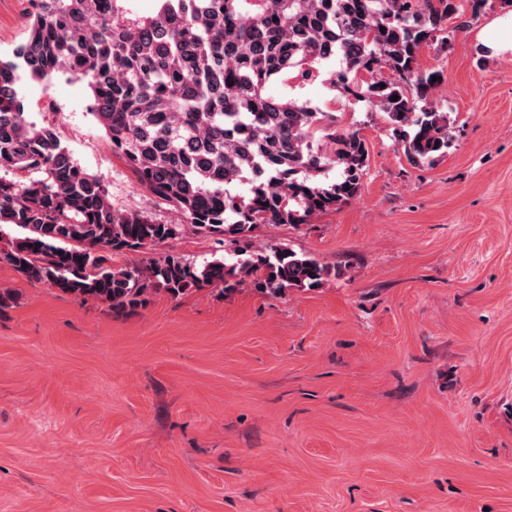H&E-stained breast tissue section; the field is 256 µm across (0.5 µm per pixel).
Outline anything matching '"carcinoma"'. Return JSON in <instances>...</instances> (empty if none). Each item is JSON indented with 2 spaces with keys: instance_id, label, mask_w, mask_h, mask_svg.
Returning <instances> with one entry per match:
<instances>
[{
  "instance_id": "carcinoma-1",
  "label": "carcinoma",
  "mask_w": 512,
  "mask_h": 512,
  "mask_svg": "<svg viewBox=\"0 0 512 512\" xmlns=\"http://www.w3.org/2000/svg\"><path fill=\"white\" fill-rule=\"evenodd\" d=\"M34 2L26 41L13 58H0V169L29 174L0 180V227L20 230L0 248V262L65 295L123 311L159 290L223 293L249 279L276 297L331 277V267L306 254L254 247L253 232L305 224L354 199L368 147L359 132L338 128L336 113L270 94L274 79L302 83L335 58L334 86L386 113L410 162L448 151V115L432 100L440 73L420 69L418 57L445 43L453 0H159L147 17L125 0ZM385 69L397 79L381 77ZM23 73L39 82L59 74L86 81L112 151L186 223L112 208L56 130L27 121L17 89ZM335 166L340 175L330 181ZM241 185L247 194L237 192ZM186 230L229 243L231 259L111 264L114 252Z\"/></svg>"
}]
</instances>
